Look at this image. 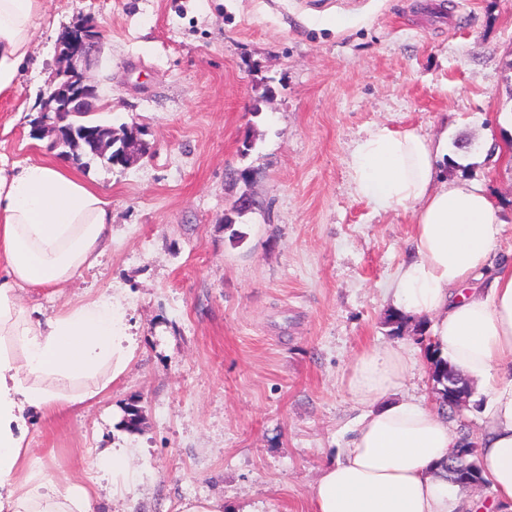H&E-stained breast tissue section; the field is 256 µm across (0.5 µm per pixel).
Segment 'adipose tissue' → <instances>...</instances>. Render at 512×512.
<instances>
[{
	"mask_svg": "<svg viewBox=\"0 0 512 512\" xmlns=\"http://www.w3.org/2000/svg\"><path fill=\"white\" fill-rule=\"evenodd\" d=\"M44 0H0V94L30 59ZM447 142L413 129L372 128L352 148L351 190L374 210H412L406 259L385 293L402 315H428L437 355L486 400L479 464L492 489L474 512H512V262L486 187L438 178ZM112 207L55 164L0 161V512H92L91 485L29 468L25 415L61 414L105 395L129 367L137 341L119 302L91 297L46 313L17 289H61L112 248ZM411 374L393 348L352 367L359 413L337 460L310 491L311 512H456L462 487L445 469L465 441L438 407L390 399Z\"/></svg>",
	"mask_w": 512,
	"mask_h": 512,
	"instance_id": "obj_1",
	"label": "adipose tissue"
}]
</instances>
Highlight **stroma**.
<instances>
[{
    "mask_svg": "<svg viewBox=\"0 0 512 512\" xmlns=\"http://www.w3.org/2000/svg\"><path fill=\"white\" fill-rule=\"evenodd\" d=\"M93 23L112 106L136 125L133 165L77 167L112 203V252L63 294L110 296L138 341L105 396L26 416L46 472L98 478L93 512H176L220 498L226 512H311L309 491L357 410L358 354L395 347L416 364L403 390L437 404L412 327L394 332L383 290L404 258L411 214L353 196L348 155L376 125L471 142L442 176L485 184L512 253V0H45L31 59L0 96V155L51 160L31 122L58 68L61 34ZM248 170L250 181L237 179ZM261 209L224 216L241 193ZM138 405L136 425L125 410ZM134 449L113 497L100 449Z\"/></svg>",
    "mask_w": 512,
    "mask_h": 512,
    "instance_id": "1",
    "label": "stroma"
}]
</instances>
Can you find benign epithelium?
Segmentation results:
<instances>
[{"label":"benign epithelium","instance_id":"1","mask_svg":"<svg viewBox=\"0 0 512 512\" xmlns=\"http://www.w3.org/2000/svg\"><path fill=\"white\" fill-rule=\"evenodd\" d=\"M60 68L56 83L50 86L41 101L40 111L32 123V135L50 138L57 144L66 143L69 150L59 154L68 162L84 149H91L101 160L112 163V141H125L123 164L131 163L141 152L139 130L125 128L122 135L112 137L109 126L60 127L50 120L51 113L68 112L75 117H87L101 112L107 104L97 82L90 77L92 70L101 64L100 35L92 24H82L66 31L58 43ZM448 402L460 411L469 403V393L464 388L448 387Z\"/></svg>","mask_w":512,"mask_h":512}]
</instances>
